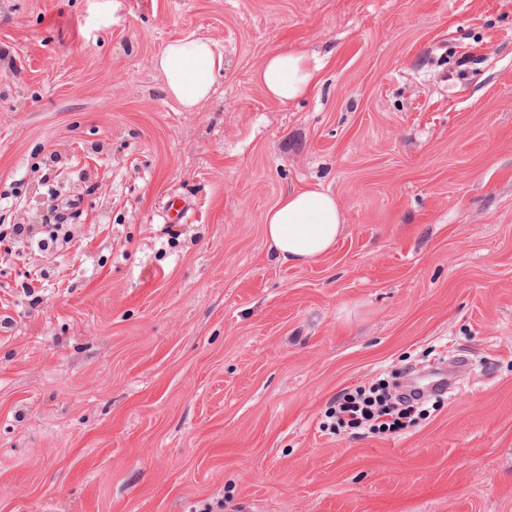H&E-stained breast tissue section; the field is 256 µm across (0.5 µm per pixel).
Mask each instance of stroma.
Here are the masks:
<instances>
[{
	"label": "stroma",
	"instance_id": "obj_1",
	"mask_svg": "<svg viewBox=\"0 0 512 512\" xmlns=\"http://www.w3.org/2000/svg\"><path fill=\"white\" fill-rule=\"evenodd\" d=\"M178 37L224 56L192 111ZM279 48L327 60L287 107ZM304 185L345 231L296 266ZM54 190L68 244L0 235V512H512V0H0V226ZM450 368L399 433L321 427ZM169 97L185 109H193L213 90L224 57L206 39L185 38L169 42L154 61ZM264 225L275 257L299 265L320 259L336 246L344 217L333 195L308 185L283 193L266 213Z\"/></svg>",
	"mask_w": 512,
	"mask_h": 512
}]
</instances>
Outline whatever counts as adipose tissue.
<instances>
[{"mask_svg":"<svg viewBox=\"0 0 512 512\" xmlns=\"http://www.w3.org/2000/svg\"><path fill=\"white\" fill-rule=\"evenodd\" d=\"M169 97L192 109L211 93L224 66L209 40L176 39L154 61ZM321 62L288 51L271 52L255 74L265 94L286 106L314 88ZM344 230V217L333 195L316 186L291 189L265 215V234L277 259L306 264L328 254Z\"/></svg>","mask_w":512,"mask_h":512,"instance_id":"adipose-tissue-1","label":"adipose tissue"}]
</instances>
